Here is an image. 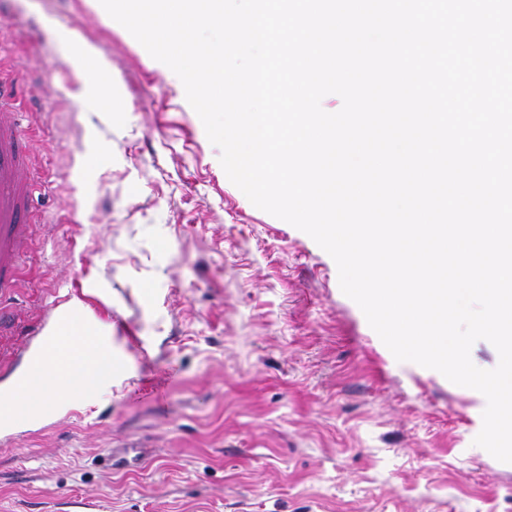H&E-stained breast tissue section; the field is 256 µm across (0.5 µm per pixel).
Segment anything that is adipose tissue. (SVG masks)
Listing matches in <instances>:
<instances>
[{
    "instance_id": "ef3b65f1",
    "label": "adipose tissue",
    "mask_w": 512,
    "mask_h": 512,
    "mask_svg": "<svg viewBox=\"0 0 512 512\" xmlns=\"http://www.w3.org/2000/svg\"><path fill=\"white\" fill-rule=\"evenodd\" d=\"M111 384L110 329L92 319L76 296L58 309L45 341L33 346L20 369L0 384V403L20 410L36 400L56 414L99 396Z\"/></svg>"
}]
</instances>
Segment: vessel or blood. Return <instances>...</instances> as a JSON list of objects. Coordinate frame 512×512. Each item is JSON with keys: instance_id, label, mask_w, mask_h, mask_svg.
Listing matches in <instances>:
<instances>
[{"instance_id": "vessel-or-blood-1", "label": "vessel or blood", "mask_w": 512, "mask_h": 512, "mask_svg": "<svg viewBox=\"0 0 512 512\" xmlns=\"http://www.w3.org/2000/svg\"><path fill=\"white\" fill-rule=\"evenodd\" d=\"M14 86L0 82V292L13 288L18 260L31 235L27 222L35 186L27 176L30 152L23 140Z\"/></svg>"}]
</instances>
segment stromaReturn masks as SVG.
<instances>
[{
	"label": "stroma",
	"instance_id": "obj_1",
	"mask_svg": "<svg viewBox=\"0 0 512 512\" xmlns=\"http://www.w3.org/2000/svg\"><path fill=\"white\" fill-rule=\"evenodd\" d=\"M0 79L39 166L0 381L79 294L117 358L104 395L0 445V512H512L485 397L395 359L99 0H0Z\"/></svg>",
	"mask_w": 512,
	"mask_h": 512
}]
</instances>
